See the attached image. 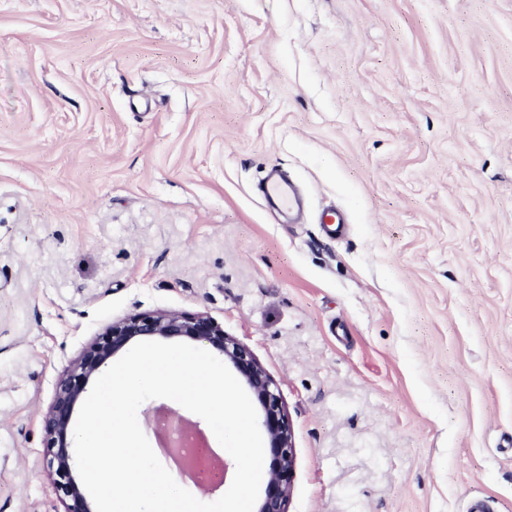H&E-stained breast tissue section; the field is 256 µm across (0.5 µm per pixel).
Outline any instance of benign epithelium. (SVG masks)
<instances>
[{"instance_id":"1","label":"benign epithelium","mask_w":512,"mask_h":512,"mask_svg":"<svg viewBox=\"0 0 512 512\" xmlns=\"http://www.w3.org/2000/svg\"><path fill=\"white\" fill-rule=\"evenodd\" d=\"M145 339L204 342L231 364L259 409L268 443L269 464L256 512H288L295 479V448L288 413L277 387L252 351L205 313L153 311L112 321L82 350L59 377L44 420L49 477L63 512H95L74 475L71 419L89 380L116 355Z\"/></svg>"}]
</instances>
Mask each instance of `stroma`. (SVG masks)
Here are the masks:
<instances>
[{"instance_id": "obj_1", "label": "stroma", "mask_w": 512, "mask_h": 512, "mask_svg": "<svg viewBox=\"0 0 512 512\" xmlns=\"http://www.w3.org/2000/svg\"><path fill=\"white\" fill-rule=\"evenodd\" d=\"M157 310L277 384L288 512H512V0H0V512H58L56 381ZM264 195L272 200L276 201L282 206L288 208L292 207L295 202V196L291 185L285 180L271 177L263 188Z\"/></svg>"}]
</instances>
